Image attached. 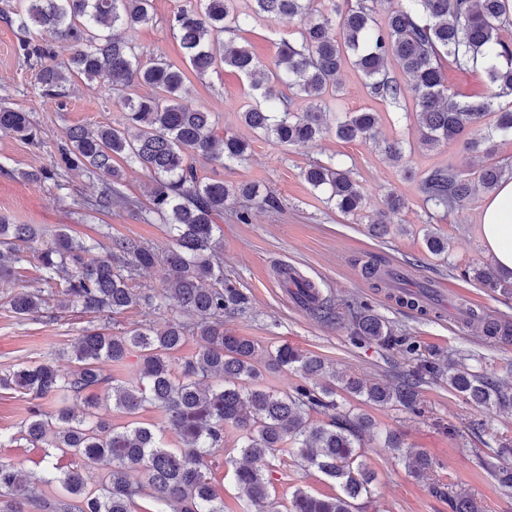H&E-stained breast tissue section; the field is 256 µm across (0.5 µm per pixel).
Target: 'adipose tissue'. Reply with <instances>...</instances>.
I'll use <instances>...</instances> for the list:
<instances>
[{"label":"adipose tissue","mask_w":512,"mask_h":512,"mask_svg":"<svg viewBox=\"0 0 512 512\" xmlns=\"http://www.w3.org/2000/svg\"><path fill=\"white\" fill-rule=\"evenodd\" d=\"M481 230L497 270L512 278V180L502 181L486 199Z\"/></svg>","instance_id":"1"}]
</instances>
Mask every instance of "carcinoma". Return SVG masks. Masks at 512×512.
<instances>
[{
    "label": "carcinoma",
    "instance_id": "carcinoma-1",
    "mask_svg": "<svg viewBox=\"0 0 512 512\" xmlns=\"http://www.w3.org/2000/svg\"><path fill=\"white\" fill-rule=\"evenodd\" d=\"M377 0H330L318 10L314 0H250L239 10L236 0H187L169 21V28L183 54L199 76L224 64L260 78L252 82L253 95L241 113L242 122L263 138L282 144L310 143L328 129L324 117L335 101L336 75L351 57L371 93L390 104L412 96L418 125L419 146L435 149L470 137L463 149L471 154L489 152L498 137H512V105L498 100L512 97V42L501 36L512 28V0H401L376 22ZM296 19L297 36L280 43L274 64H261L238 32L256 19ZM153 19L152 0H20L7 22L22 34L20 46L28 59H48L41 66L38 83L47 96H60L68 79L102 81L112 92L144 86L145 95H122L123 122L95 130L73 127L60 160L68 170L97 171L112 177L93 206L110 211L129 203L119 189L123 171L114 166L121 159L151 175L147 190L150 212L169 228L173 244L160 253L139 241L110 242L105 255H95L96 245L72 239L59 229L34 259L40 276L35 284L11 294L8 304L21 316L44 313L48 301L41 284L55 285L62 296L60 310L120 314L145 304L154 296L132 285L136 272L160 262L168 271L167 288L160 305L181 312L161 328L136 326L119 334L97 328L83 330L71 349L58 354L74 362L62 374L54 362L22 368L0 377V387L27 394L39 401L59 402L48 413L36 404L21 427V439L34 448H55L77 462L63 470L55 465L32 486L17 467L0 461V512H135L136 501L147 497L152 512H224V500L208 477V458L224 454V433L238 432L246 464L234 471L242 497L259 505L269 497L271 461L280 454L313 467L336 484V494L317 497L302 488L291 495L286 512H353L355 501L373 494L374 473L363 460L364 437L373 434L372 421L352 416L336 401V388L378 404H399L420 412L418 388L427 380L448 377V386L477 406L511 407L512 397L484 374L464 366L448 369L434 358L419 361L402 374L396 385L368 383L352 377H336L317 356H308L286 344L264 350L249 340L224 331V315L248 307L249 296L224 276L221 246L215 238L213 217L224 212L231 200L244 199L257 207H274L276 198L253 185L229 187L221 181L202 182L194 162L204 158L219 164L241 161L249 143L226 133L215 134L212 114L187 102L184 72L155 56L142 61L143 52L133 32ZM230 34L222 40L220 36ZM69 43L70 55L54 60L52 42ZM393 60L405 76L391 75ZM482 69L489 93L467 101L448 88L444 68L448 64ZM296 98L308 101L303 112L293 109ZM493 121L485 122L487 116ZM379 127L375 112H346L334 127L342 141L374 140ZM0 132L35 142L37 133L25 112L0 104ZM313 189L345 215L360 216L364 195L348 171L334 162H314L304 172ZM512 178V167L483 165L473 170L438 168L423 180L426 202L446 212L459 209L477 189L495 191ZM35 224L0 221V283L14 280L29 259L21 244L44 237ZM426 249L440 255L448 241L427 231ZM372 287H390L405 274L388 267L376 256L363 265ZM463 278L484 288L512 294V280L502 277L490 264H470L460 270ZM283 286L293 285L296 295L314 292L308 310L323 321H339L343 313L323 297L314 283L292 272H282ZM429 291L390 295L399 306L425 315L433 312L426 299ZM351 336L384 349H413L407 338L396 334L384 318L368 306L348 308ZM484 322L488 336H508L512 330L469 313ZM197 336L200 350L175 362L186 339ZM139 360V378L119 382L102 373L99 363L121 364L131 354ZM293 370L305 378L328 377L325 384H297L287 392L261 386L263 371ZM108 385L112 406L132 421L116 427L98 412L91 391ZM85 397L87 410L78 416L66 405L70 398ZM154 407L164 412L168 430L178 445L171 448L161 430L135 421L140 411ZM330 413L329 422L312 419ZM385 447L408 459V469L418 480L433 470L423 451L405 448L403 439L389 434ZM110 468L99 481L95 466ZM480 463L505 487H512V469L482 458ZM140 473L144 480L134 479ZM60 487L65 496L50 501L38 485Z\"/></svg>",
    "mask_w": 512,
    "mask_h": 512
}]
</instances>
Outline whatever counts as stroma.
Listing matches in <instances>:
<instances>
[{
  "instance_id": "stroma-1",
  "label": "stroma",
  "mask_w": 512,
  "mask_h": 512,
  "mask_svg": "<svg viewBox=\"0 0 512 512\" xmlns=\"http://www.w3.org/2000/svg\"><path fill=\"white\" fill-rule=\"evenodd\" d=\"M184 4L185 0H153V21L134 32L144 57L161 55L185 68L182 50L169 29L171 17ZM296 27L288 19L257 20L241 36L269 66L279 42L291 38ZM19 38L16 27L0 20V102L27 112L40 142L30 145L0 133V217L12 224L40 225L50 234L62 226L83 241L99 238L107 229L113 238L135 239L166 250L171 237L167 225L148 210L145 188L150 178L145 170L133 167L124 172L121 190L134 199V207L109 212L89 207L110 181L105 174L64 171L45 182L25 179V172L53 168L69 128L114 125L121 122L122 114L116 94L102 83L78 77L66 96H44L36 80L40 65L24 58ZM186 77L190 102L212 112L219 132L238 134L251 144L247 159L239 163L222 166L197 159L199 177L233 186L254 184L272 191L278 201L276 207L253 210L247 224L237 221V206L232 202L214 219L223 247L224 273L250 298L247 309L225 317L226 330L263 348L287 344L319 356L340 376L394 384L400 372L415 364L416 355L355 342L348 322H325L297 305L275 275L277 267H291L317 283L323 296L336 303L369 305L396 331L417 341L422 354L487 374L512 395V337L487 336L482 324L465 314L470 308L512 326V295L482 288L460 275L465 265L489 259L480 226L486 195L477 193L465 207L445 214L427 207L420 190L421 179L434 168L467 170L481 161L512 164V138L497 139L492 153L481 161L454 144L433 151L420 149L413 100L394 106L373 97L360 73L347 63L337 75L336 109L380 113L381 135L401 143L402 160L390 159L371 142L341 141L331 131L314 143L285 145L257 137L241 123L240 114L252 99L250 81L244 75L221 66L202 77L187 70ZM332 157L342 161L364 191L366 206L360 217L327 206L322 194L304 178L311 163ZM391 190L397 191L404 206L390 217V235L378 239L371 236L368 219L385 210V197ZM429 229L447 239V253L427 251L424 234ZM371 255L391 266L409 265V278L400 282V290L431 286L435 303L444 310L442 317H422L396 305L386 293L373 291L362 274V264ZM178 316L168 306L153 310L142 305L114 316L69 310L51 320L16 315L0 298V376L55 359V352L70 347L84 328L104 327L117 333L143 323L161 325ZM419 400L423 412L417 415L400 406L344 397L345 409L366 415L375 424L373 439L364 445V460L377 474L374 494L371 499L358 500L356 512H451L447 498L436 492L440 486L469 494L479 512H512V489L500 487L475 464L477 457L495 452L499 465L512 466V454L500 451L502 445L512 444V409L476 407L443 379L422 385ZM29 402L27 395L0 389V460L14 463L35 479L49 466L70 467L72 459L56 450L17 445L15 438ZM389 431L400 433L406 444L430 456L434 463L430 479L413 478L404 461L384 448ZM237 439V432L227 429L225 458L213 463L209 472L224 499V512L244 509L231 479L230 462L241 457ZM299 487L318 497L336 492L335 483L316 469L294 460L276 462L269 487L271 500L285 507Z\"/></svg>"
}]
</instances>
